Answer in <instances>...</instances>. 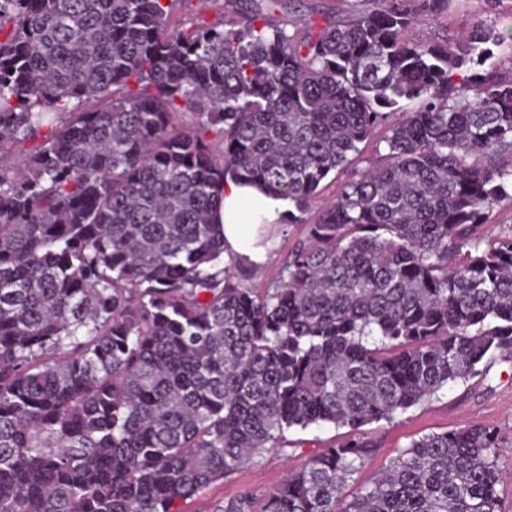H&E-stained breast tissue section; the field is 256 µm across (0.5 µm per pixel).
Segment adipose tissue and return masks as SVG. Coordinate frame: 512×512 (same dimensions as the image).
<instances>
[{
  "label": "adipose tissue",
  "mask_w": 512,
  "mask_h": 512,
  "mask_svg": "<svg viewBox=\"0 0 512 512\" xmlns=\"http://www.w3.org/2000/svg\"><path fill=\"white\" fill-rule=\"evenodd\" d=\"M289 208L288 200L270 197L254 186L227 180L222 210L225 264L245 260L255 267L264 266L269 251L259 243V229L264 224H281Z\"/></svg>",
  "instance_id": "adipose-tissue-1"
}]
</instances>
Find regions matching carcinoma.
I'll return each mask as SVG.
<instances>
[{"mask_svg": "<svg viewBox=\"0 0 512 512\" xmlns=\"http://www.w3.org/2000/svg\"><path fill=\"white\" fill-rule=\"evenodd\" d=\"M299 0H0V512H172L286 433L344 441L223 512H500L499 439L411 440L347 496L391 421L512 362V36L405 32L452 0L289 35ZM273 288L224 266L231 177L304 212ZM220 3L216 4L212 0H191L176 17L186 26L190 23L213 22L220 16ZM373 151L368 150L365 152L362 156V159L359 160V162L355 163L352 167L348 169V172H345L344 174L336 175V183L333 181L334 175L329 177L323 185L325 186L324 192L321 195L322 202H325L327 200H330L337 192L338 190V184L340 181H343L346 179V177L353 173V174H360L362 171H364L366 168L369 167V160L372 159ZM321 201L317 203V206H320ZM509 224H512V200L505 199L494 207L489 223L484 224L481 232L485 236L495 235Z\"/></svg>", "mask_w": 512, "mask_h": 512, "instance_id": "cac0c4a2", "label": "carcinoma"}]
</instances>
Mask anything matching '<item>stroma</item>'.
<instances>
[{"label": "stroma", "mask_w": 512, "mask_h": 512, "mask_svg": "<svg viewBox=\"0 0 512 512\" xmlns=\"http://www.w3.org/2000/svg\"><path fill=\"white\" fill-rule=\"evenodd\" d=\"M371 0H301L298 11L283 16L287 33H294L300 19L318 18L323 12L350 15L371 9ZM488 24L501 32L512 30V0H453L447 16L438 22L408 30L412 39L425 36L437 41L455 40L468 27ZM314 212L300 214L296 223L281 225L276 244L265 268H246L247 282L257 288H270L279 281L292 245L304 236ZM486 425L499 437V486L501 512H512V363L498 362L487 376H477L439 392L392 421L367 425L366 432L375 448L349 483L357 488L383 470L399 451L417 437L468 425ZM346 437V431L331 425L292 430L283 449L264 453L231 476L217 481L195 499L176 502V512H221L225 501L243 495L262 500L279 485L288 471L302 468L322 448Z\"/></svg>", "instance_id": "stroma-1"}]
</instances>
